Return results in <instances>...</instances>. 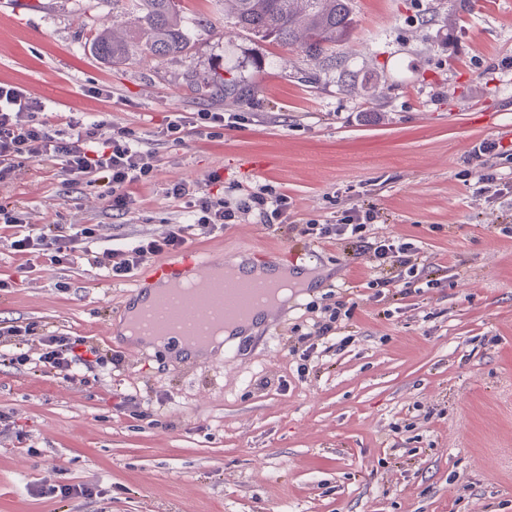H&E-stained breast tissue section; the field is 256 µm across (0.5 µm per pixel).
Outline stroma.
<instances>
[{"label":"stroma","instance_id":"stroma-1","mask_svg":"<svg viewBox=\"0 0 512 512\" xmlns=\"http://www.w3.org/2000/svg\"><path fill=\"white\" fill-rule=\"evenodd\" d=\"M181 4L209 20L187 53L112 67L90 49L97 29L123 26L109 0H0V82L51 111L145 135L169 116H237L223 137L159 142L134 213L45 163L0 185V204L33 224H100L99 248L127 246L185 221L168 183L206 187L220 170L225 186L287 193L297 224L376 205L375 232L416 240L427 278L376 302L351 241L227 226L202 247L313 252L316 287L289 297L273 335L193 372L156 348L69 381L35 365L36 336L21 343L29 363L0 361V512H512V195L486 202L464 177L498 141L512 182V0H352L336 67L242 32L214 0ZM9 235L0 275L18 285L0 292V327L112 349L105 324L147 268L117 284L81 262L22 272ZM331 291L353 315L299 372L287 347ZM120 393L128 410L112 406ZM83 484L92 497L57 491Z\"/></svg>","mask_w":512,"mask_h":512}]
</instances>
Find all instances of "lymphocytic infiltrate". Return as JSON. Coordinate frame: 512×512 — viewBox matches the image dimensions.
<instances>
[{
	"instance_id": "lymphocytic-infiltrate-1",
	"label": "lymphocytic infiltrate",
	"mask_w": 512,
	"mask_h": 512,
	"mask_svg": "<svg viewBox=\"0 0 512 512\" xmlns=\"http://www.w3.org/2000/svg\"><path fill=\"white\" fill-rule=\"evenodd\" d=\"M159 134L175 143L184 142L191 135L220 137L224 134V115L197 112L190 117L171 119L160 128ZM46 161L74 184L89 174L100 175L101 196L108 209L120 215L134 210L137 188L152 182L158 167L156 152L144 147L134 129L82 112L51 115L44 101L1 82L0 184L13 183L25 164ZM166 195L183 202L185 223L165 224L160 231L142 235L134 245L101 252L93 248L100 237L101 227L97 224H29L22 212L3 205L0 224L11 228L9 247L12 255L22 259L24 268H32L42 257L63 267L82 260L114 281L126 280L151 257L182 250L193 238L217 237L231 224L253 218L268 227L289 225L287 194L267 184L248 186L242 197L235 200L214 195L187 181L173 183ZM378 218L375 208H350L344 210L340 223L323 224L311 219L293 228L297 235L317 243L337 237L352 240L369 263L395 264L401 269V279H418L424 267L417 244L411 240L370 236L369 228ZM346 306L342 299L325 305L324 316L313 323L314 333L298 336L296 343L288 348L289 355L308 361L315 351L311 337L322 339L335 335L338 318ZM39 343L38 362L50 370H70L88 354L96 363L117 371L125 362L122 353L103 354L93 346L87 354H79V340L67 336L45 334L40 336Z\"/></svg>"
}]
</instances>
